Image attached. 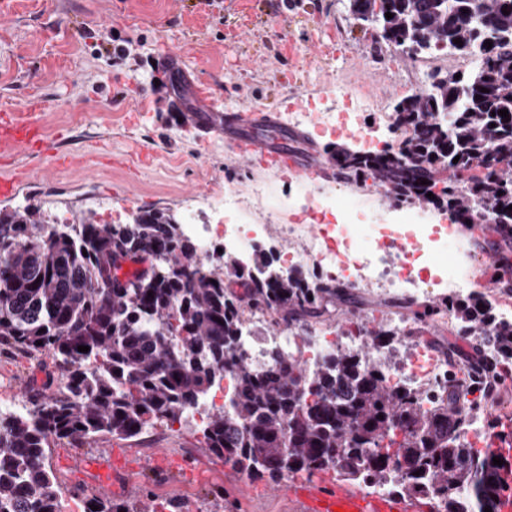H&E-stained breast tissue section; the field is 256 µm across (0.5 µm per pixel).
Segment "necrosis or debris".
<instances>
[{
  "label": "necrosis or debris",
  "mask_w": 512,
  "mask_h": 512,
  "mask_svg": "<svg viewBox=\"0 0 512 512\" xmlns=\"http://www.w3.org/2000/svg\"><path fill=\"white\" fill-rule=\"evenodd\" d=\"M361 111L358 104L348 112L319 111L312 124L323 134L335 133L340 127L355 131L356 143L362 151L386 149L387 141L378 138L376 130L362 119ZM208 206L216 217L210 230L198 232L196 224L190 221L183 227L185 234L197 237L201 264H208L217 250L229 248V234H236L243 246L253 245L261 238L264 225L237 223L240 207L233 192L212 195ZM302 220L316 225L314 241L305 251L281 252V268L302 265L352 288L405 290L413 297H426L440 290L456 297L472 292L474 279L466 258L448 262L441 258L451 239L448 225L425 224L405 213L397 214L395 221L376 223L356 202H342L326 192L313 196ZM379 240L397 241L403 243L404 248L391 256L376 248ZM362 344V335L354 331L339 336H314L305 349L297 350L293 347L292 336L281 327L269 330L258 343L253 338H245L243 349L257 367L263 363L261 351L266 346L310 367L325 356L340 350H356ZM388 376L394 382L410 378L427 404L445 395L449 387L463 389L476 379L472 372L451 367L445 359L420 347L414 348Z\"/></svg>",
  "instance_id": "necrosis-or-debris-1"
}]
</instances>
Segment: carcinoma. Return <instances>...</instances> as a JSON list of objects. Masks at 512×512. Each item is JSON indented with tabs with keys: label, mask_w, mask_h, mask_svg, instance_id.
<instances>
[{
	"label": "carcinoma",
	"mask_w": 512,
	"mask_h": 512,
	"mask_svg": "<svg viewBox=\"0 0 512 512\" xmlns=\"http://www.w3.org/2000/svg\"><path fill=\"white\" fill-rule=\"evenodd\" d=\"M349 3L356 20L380 25L385 42L415 53L448 48L474 67L458 79L434 75L429 91L396 105L405 131L396 148L330 149L340 174L373 178L396 204L425 200L446 179L438 201L456 223H475L480 203L497 223L512 224V0ZM273 262L226 254L224 271L204 267L196 244L161 210L129 224H43L27 209L0 210V344L52 352L66 379L27 412H0V512H62L47 449L178 422L226 371L233 394L206 414L203 437L241 476L278 482L331 471L407 497L435 495L445 512H499L512 497V459L495 465L459 441L469 416L455 391L426 408L415 388L390 382L370 350L389 348L391 330L373 329L367 350L339 351L312 368L278 350L253 366L241 352L243 308L289 327L352 299L347 287L317 288L299 269L275 277ZM129 263L138 268L123 271ZM446 308L512 359V321L479 297ZM84 512L135 510L93 495Z\"/></svg>",
	"instance_id": "carcinoma-1"
}]
</instances>
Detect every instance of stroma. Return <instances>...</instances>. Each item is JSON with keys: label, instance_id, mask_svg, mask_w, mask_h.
<instances>
[{"label": "stroma", "instance_id": "stroma-1", "mask_svg": "<svg viewBox=\"0 0 512 512\" xmlns=\"http://www.w3.org/2000/svg\"><path fill=\"white\" fill-rule=\"evenodd\" d=\"M104 27L132 38L123 65L98 55L95 37ZM163 49L180 51L186 70L208 84L225 109L277 111L285 124L307 132L306 103L333 112L360 93L368 98L365 117L376 120L427 86L430 73L474 66L470 57L446 49L412 54L388 45L354 19L346 0H0V111L44 103L42 121L53 148L73 158L71 168L58 170L45 153H19L13 165L28 177L15 196L0 198V208L26 209L57 223L90 216L127 224L143 209L178 217L192 205L206 224L213 215L204 200L230 189L247 222L268 225L260 247L275 254L307 246V233L286 238L281 227L296 223L307 200L323 189L360 201L374 219L391 217L392 202L373 179L309 184L276 169L248 168L235 163L223 139L197 142L173 113L156 108L134 116L135 98L155 85L152 59ZM143 151L151 164L141 163ZM460 232L478 294L497 303L502 292L492 287L494 269L483 261L484 252L497 246L492 232L465 225ZM353 294L355 304L337 305L326 328L341 331L353 321L380 326L398 318L413 340L429 339L454 366L468 369L477 360L476 341L457 336L453 318L414 322V311L442 305V297L400 309L394 294L375 288ZM60 380L52 354L0 345L1 411L22 409L32 397L57 390ZM203 417L191 411L138 437L108 436L89 446L61 441L49 461L63 491V512H83L90 495L136 508L168 501L172 512H296L275 484L243 478L205 448ZM116 448L144 467L130 481L107 484L99 467ZM160 451L180 461L179 471L149 467Z\"/></svg>", "mask_w": 512, "mask_h": 512}]
</instances>
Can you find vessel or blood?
Masks as SVG:
<instances>
[{"mask_svg": "<svg viewBox=\"0 0 512 512\" xmlns=\"http://www.w3.org/2000/svg\"><path fill=\"white\" fill-rule=\"evenodd\" d=\"M177 92L193 109L183 116L200 140H227L235 157L245 164L265 165L312 183L325 179L329 170L322 150L307 134L286 129L276 112H230L204 83L185 78L177 53L161 59ZM42 105L0 113V154L14 156L30 142L40 140ZM300 512H418L417 506L398 496H372L335 484L329 476L296 479L283 487Z\"/></svg>", "mask_w": 512, "mask_h": 512, "instance_id": "1", "label": "vessel or blood"}]
</instances>
